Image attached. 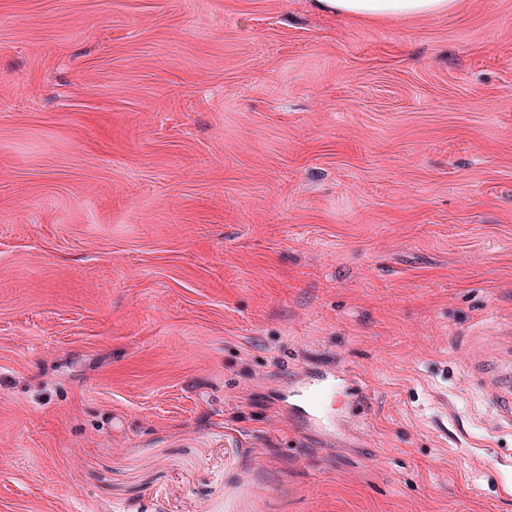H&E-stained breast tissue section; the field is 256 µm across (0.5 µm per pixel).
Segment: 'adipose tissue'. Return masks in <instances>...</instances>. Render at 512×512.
I'll return each mask as SVG.
<instances>
[{
	"mask_svg": "<svg viewBox=\"0 0 512 512\" xmlns=\"http://www.w3.org/2000/svg\"><path fill=\"white\" fill-rule=\"evenodd\" d=\"M327 11L359 20L423 16L452 9L455 0H316Z\"/></svg>",
	"mask_w": 512,
	"mask_h": 512,
	"instance_id": "adipose-tissue-1",
	"label": "adipose tissue"
}]
</instances>
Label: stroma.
Segmentation results:
<instances>
[{"label":"stroma","instance_id":"stroma-1","mask_svg":"<svg viewBox=\"0 0 512 512\" xmlns=\"http://www.w3.org/2000/svg\"><path fill=\"white\" fill-rule=\"evenodd\" d=\"M511 365L512 0H0V512H512ZM338 15L359 20H384L423 16L452 9L455 0H315Z\"/></svg>","mask_w":512,"mask_h":512}]
</instances>
